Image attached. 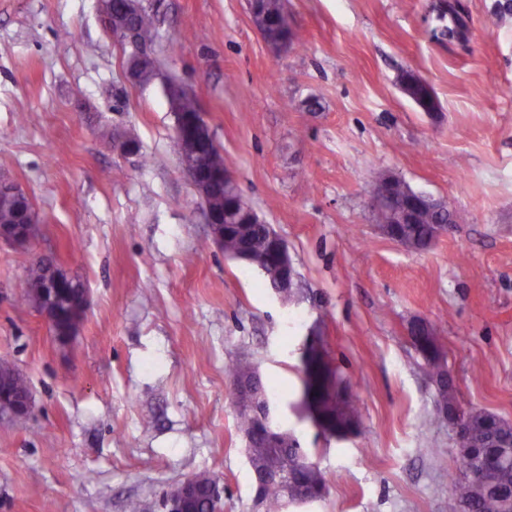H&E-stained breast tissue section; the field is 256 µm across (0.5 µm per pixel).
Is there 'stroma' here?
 I'll return each instance as SVG.
<instances>
[{
  "mask_svg": "<svg viewBox=\"0 0 512 512\" xmlns=\"http://www.w3.org/2000/svg\"><path fill=\"white\" fill-rule=\"evenodd\" d=\"M283 4L303 41L288 53L246 0H164L155 54L286 241L298 292L285 304L215 243L163 87L126 80L130 49L99 0H0V177L40 218L29 245L0 243V360L34 399L25 422L0 415V512H164V493L200 474L223 486L224 512H256L228 391L243 357L325 477L326 496L296 512H455L459 450L416 319L435 325L463 407L512 421V10ZM406 71L437 111L401 91ZM386 174L447 200L454 231L422 252L389 240L368 199ZM35 254L88 290L68 343L24 296ZM312 330L360 410L344 440L302 405Z\"/></svg>",
  "mask_w": 512,
  "mask_h": 512,
  "instance_id": "1",
  "label": "stroma"
}]
</instances>
